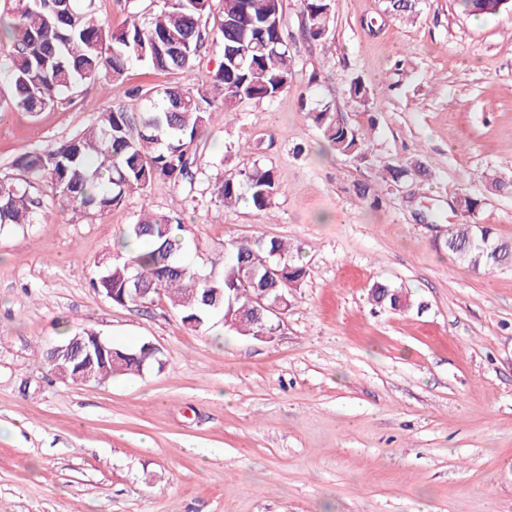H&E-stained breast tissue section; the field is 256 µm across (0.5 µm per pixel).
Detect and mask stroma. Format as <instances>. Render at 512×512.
<instances>
[{"label": "stroma", "mask_w": 512, "mask_h": 512, "mask_svg": "<svg viewBox=\"0 0 512 512\" xmlns=\"http://www.w3.org/2000/svg\"><path fill=\"white\" fill-rule=\"evenodd\" d=\"M161 5L93 2L114 29ZM284 25L291 88L211 126L193 181H154L94 216L40 183L49 222L0 230V512H512V270H475L446 247L464 194L482 201L476 223L512 240V194L488 183L512 181V11L422 0L400 21L386 0H335L310 42L300 0H284ZM220 60L209 45L191 75L135 65L111 94L84 82L43 112L7 113L0 173L108 104L136 113L143 93L209 88ZM358 77L366 110L347 94ZM323 107L365 125V159L326 145L309 117ZM255 162L277 173L275 206L224 207L215 179ZM398 163L406 180L383 182ZM146 207L182 219L205 271H222L230 236L300 247L307 275L272 339L217 319L191 331L165 298L118 306L94 290L97 260ZM377 282L408 289L411 309L377 306ZM82 327L152 343L161 364L63 380L44 354Z\"/></svg>", "instance_id": "35a3bbf8"}]
</instances>
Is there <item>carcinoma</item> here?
Here are the masks:
<instances>
[{
	"label": "carcinoma",
	"instance_id": "cac0c4a2",
	"mask_svg": "<svg viewBox=\"0 0 512 512\" xmlns=\"http://www.w3.org/2000/svg\"><path fill=\"white\" fill-rule=\"evenodd\" d=\"M210 0H163L160 12L142 23L139 17L120 31H112L96 17L92 0H16L5 26L9 103L23 112H40L58 102L83 81L107 87L120 81L135 63L158 70L188 74L206 41L222 48V61L212 77V91L194 90L179 82L145 98L135 114L111 105L96 123L71 137L19 157V176H0V227L32 224L44 218L40 202L30 193L35 182H47L55 194L77 213H104L130 193H143L152 182L193 179L198 141L213 120L249 100H272L291 87L294 53L283 22V0H222L218 21L203 22ZM469 16L496 15L512 10V0H456ZM304 36L312 41L329 32L333 0H300ZM417 0H396L387 8L398 18L416 13ZM360 108L371 102V91L360 79L348 88ZM309 118L336 153L365 158L366 133L342 115L323 109ZM279 183L273 168L253 165L233 177L215 182L214 194L224 206L246 197L254 208L275 205ZM125 239L144 243L142 255L117 254L102 263L96 288H112L123 305H142L166 295L190 330H199L214 316L225 329L255 336L262 324L254 314V289L242 287L250 271L263 272L268 261L280 263L283 279L265 282L266 302L274 304L300 287L306 276L290 247L280 239L224 240V269L215 278L186 262L185 226L174 215L146 209L127 226ZM448 252L474 269L512 266V242L489 227L469 221L448 229ZM149 289L136 297L134 284ZM376 305L391 306L398 294L400 309L411 306L401 288L376 283ZM138 358L99 369L96 383L112 376L139 375L158 362V353L143 344Z\"/></svg>",
	"mask_w": 512,
	"mask_h": 512
}]
</instances>
